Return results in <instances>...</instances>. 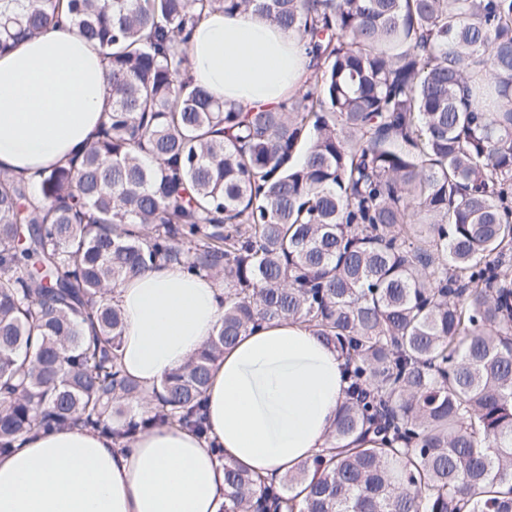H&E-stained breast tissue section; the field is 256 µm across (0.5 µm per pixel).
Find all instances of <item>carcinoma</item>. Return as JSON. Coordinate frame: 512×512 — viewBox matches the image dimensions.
I'll use <instances>...</instances> for the list:
<instances>
[{
  "instance_id": "obj_1",
  "label": "carcinoma",
  "mask_w": 512,
  "mask_h": 512,
  "mask_svg": "<svg viewBox=\"0 0 512 512\" xmlns=\"http://www.w3.org/2000/svg\"><path fill=\"white\" fill-rule=\"evenodd\" d=\"M218 10L295 29L305 89L241 112L196 85ZM63 15L110 106L39 200L0 171V456L71 426L202 438L224 348L293 319L346 399L278 482L224 459L223 512H512V0H0V53ZM157 264L224 281V317L148 391L112 292Z\"/></svg>"
}]
</instances>
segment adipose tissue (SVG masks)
<instances>
[{
	"mask_svg": "<svg viewBox=\"0 0 512 512\" xmlns=\"http://www.w3.org/2000/svg\"><path fill=\"white\" fill-rule=\"evenodd\" d=\"M190 75L218 100L275 108L312 72L294 30L213 12L192 30ZM108 108L101 50L58 24L0 54V170L38 182L89 145ZM120 363L151 388L183 366L224 316V286L181 264L120 286ZM344 361L308 325L262 324L216 363L204 395L207 438L179 426L127 447L69 427L27 437L0 457V512H222L224 457L269 480L325 444L346 396Z\"/></svg>",
	"mask_w": 512,
	"mask_h": 512,
	"instance_id": "ef3b65f1",
	"label": "adipose tissue"
}]
</instances>
